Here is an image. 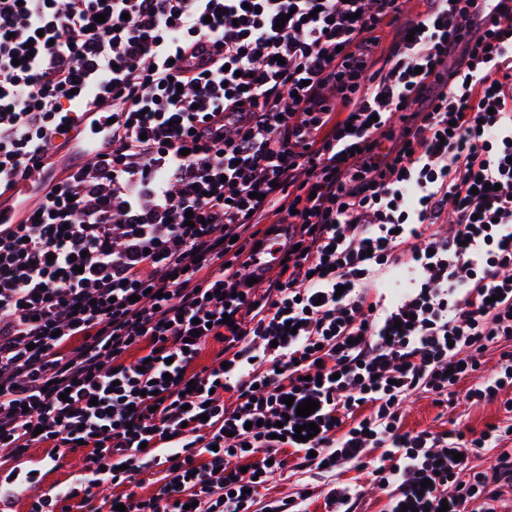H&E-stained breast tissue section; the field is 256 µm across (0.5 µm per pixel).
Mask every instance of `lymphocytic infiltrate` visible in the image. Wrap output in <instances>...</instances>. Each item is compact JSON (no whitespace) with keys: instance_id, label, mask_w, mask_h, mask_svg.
<instances>
[{"instance_id":"obj_1","label":"lymphocytic infiltrate","mask_w":512,"mask_h":512,"mask_svg":"<svg viewBox=\"0 0 512 512\" xmlns=\"http://www.w3.org/2000/svg\"><path fill=\"white\" fill-rule=\"evenodd\" d=\"M424 3L0 0V200L45 173L0 224V467L85 451L67 485H30V512H302L303 492L261 499L292 454L331 512L360 495L336 479L353 467L384 512H498L512 428L411 431L400 410L428 393L512 411V32L481 0ZM106 107L98 159L60 165ZM391 267L412 278L387 303Z\"/></svg>"}]
</instances>
